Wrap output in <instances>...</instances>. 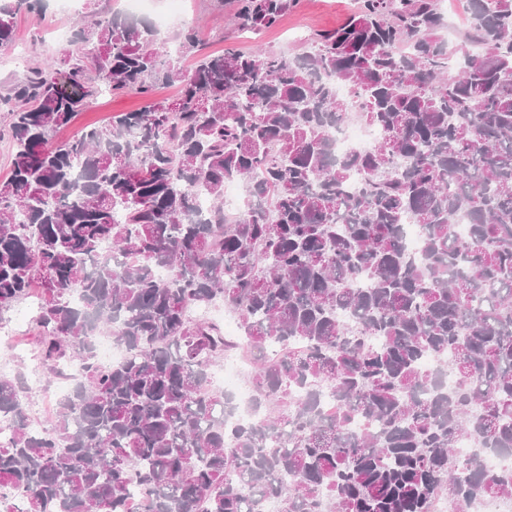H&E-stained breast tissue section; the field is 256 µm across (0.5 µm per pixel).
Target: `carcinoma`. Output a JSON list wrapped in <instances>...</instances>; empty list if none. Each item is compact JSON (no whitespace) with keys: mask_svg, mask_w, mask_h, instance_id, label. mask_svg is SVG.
Returning <instances> with one entry per match:
<instances>
[{"mask_svg":"<svg viewBox=\"0 0 512 512\" xmlns=\"http://www.w3.org/2000/svg\"><path fill=\"white\" fill-rule=\"evenodd\" d=\"M230 2L246 32L296 4ZM464 2L453 45L441 0H359L296 52L231 45L191 69L195 30L167 55L150 23L96 17L75 36L86 51L0 96L14 148L0 177V323L35 293L48 375L84 363L42 430L25 373H0V512H431L438 496L467 512L512 497V473L454 451L474 437L512 456V0ZM43 8L3 0L0 44ZM174 83L171 100L57 138L104 88L149 98ZM352 111L381 140L339 159L329 130ZM354 171L365 182L351 196ZM231 180L263 206L227 218ZM218 299L235 341L192 315ZM98 333L126 346L122 363L95 360ZM239 346L254 358L257 423L224 419L210 384ZM448 353L452 394L422 370ZM356 416L374 427L351 430Z\"/></svg>","mask_w":512,"mask_h":512,"instance_id":"1","label":"carcinoma"}]
</instances>
